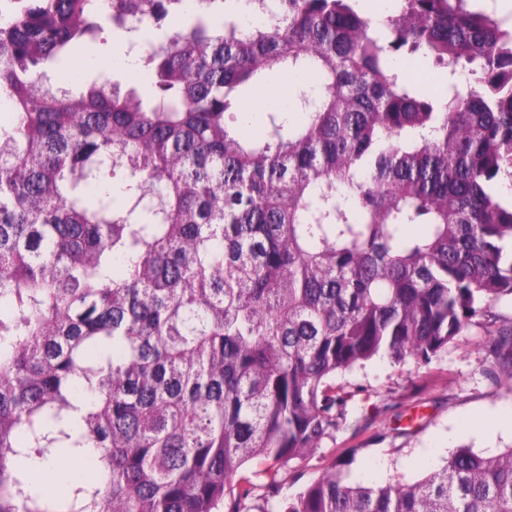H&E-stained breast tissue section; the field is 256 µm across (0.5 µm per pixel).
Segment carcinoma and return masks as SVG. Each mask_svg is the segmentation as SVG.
I'll list each match as a JSON object with an SVG mask.
<instances>
[{
  "label": "carcinoma",
  "mask_w": 512,
  "mask_h": 512,
  "mask_svg": "<svg viewBox=\"0 0 512 512\" xmlns=\"http://www.w3.org/2000/svg\"><path fill=\"white\" fill-rule=\"evenodd\" d=\"M469 0H285L244 30L229 0L155 34V96L49 71L151 0H0V512H273L375 357L428 364L512 296V26ZM448 71L424 95L398 55ZM271 72L319 91L224 120ZM123 173L126 205L110 183ZM419 228L410 234L407 229ZM123 275H114L115 264ZM488 345L512 382V327ZM64 493L22 466L86 456ZM269 462L266 495L244 473ZM282 512H512V448H459L414 482L324 472ZM266 103L262 99H253L248 106L249 110H257L264 107L259 111L248 112H227L226 118L233 121L238 133L244 140L254 141L263 137L266 130ZM234 115L235 119H231Z\"/></svg>",
  "instance_id": "1"
}]
</instances>
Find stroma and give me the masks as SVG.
Instances as JSON below:
<instances>
[{
    "label": "stroma",
    "instance_id": "stroma-1",
    "mask_svg": "<svg viewBox=\"0 0 512 512\" xmlns=\"http://www.w3.org/2000/svg\"><path fill=\"white\" fill-rule=\"evenodd\" d=\"M105 37L106 44L79 47L75 72L132 86L123 39L112 31ZM491 311L498 326L512 325V296ZM490 322L471 325L429 364L376 358L337 376L345 416L314 456L282 473L281 498L331 467L351 481L412 482L457 448L495 455L512 447V385L492 376L498 363L487 346Z\"/></svg>",
    "mask_w": 512,
    "mask_h": 512
}]
</instances>
